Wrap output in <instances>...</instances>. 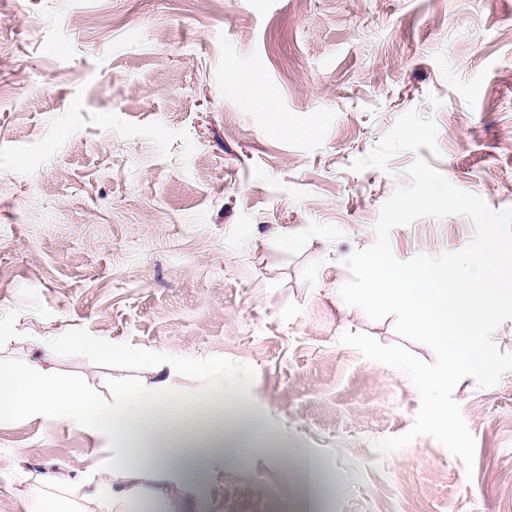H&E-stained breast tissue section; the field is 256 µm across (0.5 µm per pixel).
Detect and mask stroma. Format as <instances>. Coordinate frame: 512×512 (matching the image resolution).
<instances>
[{
    "label": "stroma",
    "instance_id": "stroma-1",
    "mask_svg": "<svg viewBox=\"0 0 512 512\" xmlns=\"http://www.w3.org/2000/svg\"><path fill=\"white\" fill-rule=\"evenodd\" d=\"M259 69L277 112L229 67ZM434 117L418 155L491 208L512 207V0H11L0 9V372L47 359L105 406L165 381L185 414L221 403L224 436L260 417L273 449L212 462L202 484L151 481L115 512H512V373L453 397L473 470L423 435L380 458L420 408L409 376L340 343H398L339 295L352 252L414 155L353 171L394 120ZM462 216L390 235L397 259L462 249ZM123 344L107 362L64 337ZM54 333L55 348L36 337ZM105 437L0 424V512H31L51 472L96 512Z\"/></svg>",
    "mask_w": 512,
    "mask_h": 512
}]
</instances>
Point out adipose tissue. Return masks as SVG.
<instances>
[{
	"instance_id": "adipose-tissue-1",
	"label": "adipose tissue",
	"mask_w": 512,
	"mask_h": 512,
	"mask_svg": "<svg viewBox=\"0 0 512 512\" xmlns=\"http://www.w3.org/2000/svg\"><path fill=\"white\" fill-rule=\"evenodd\" d=\"M163 390L160 383L152 388L117 384L113 392L119 404L105 412L86 391L34 362L0 374V422L43 416L91 428L111 443L108 468L118 480L147 474L198 482L207 463L224 456V417L203 409L185 417L175 400L159 405Z\"/></svg>"
}]
</instances>
